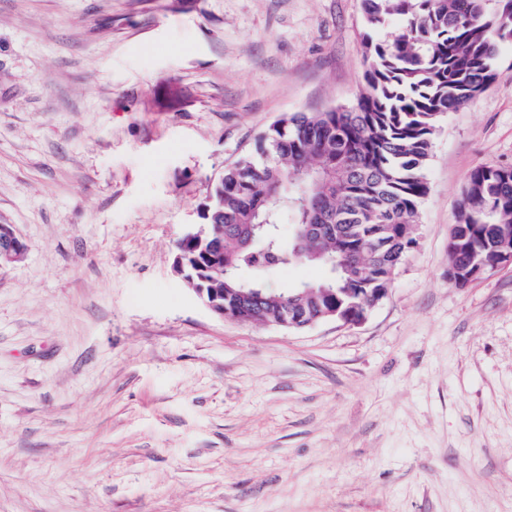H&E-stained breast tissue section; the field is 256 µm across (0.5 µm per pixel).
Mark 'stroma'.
Wrapping results in <instances>:
<instances>
[{
  "mask_svg": "<svg viewBox=\"0 0 512 512\" xmlns=\"http://www.w3.org/2000/svg\"><path fill=\"white\" fill-rule=\"evenodd\" d=\"M362 35L361 0H0V512H512V266L448 281L512 47L361 324L223 319L173 271L259 133L355 102ZM28 251L26 242L10 227L0 228V267L5 269L22 261Z\"/></svg>",
  "mask_w": 512,
  "mask_h": 512,
  "instance_id": "obj_1",
  "label": "stroma"
}]
</instances>
